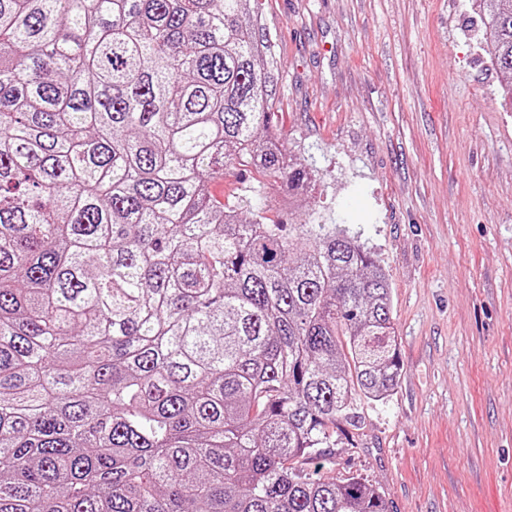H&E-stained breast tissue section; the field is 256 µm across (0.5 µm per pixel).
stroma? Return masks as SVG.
Instances as JSON below:
<instances>
[{
	"label": "stroma",
	"mask_w": 512,
	"mask_h": 512,
	"mask_svg": "<svg viewBox=\"0 0 512 512\" xmlns=\"http://www.w3.org/2000/svg\"><path fill=\"white\" fill-rule=\"evenodd\" d=\"M276 130L392 288L400 382L365 405L332 476L388 512H512V103L471 0H259Z\"/></svg>",
	"instance_id": "1"
}]
</instances>
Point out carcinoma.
I'll return each mask as SVG.
<instances>
[{
	"label": "carcinoma",
	"mask_w": 512,
	"mask_h": 512,
	"mask_svg": "<svg viewBox=\"0 0 512 512\" xmlns=\"http://www.w3.org/2000/svg\"><path fill=\"white\" fill-rule=\"evenodd\" d=\"M277 73L257 0H0V512H387L304 469L398 386L384 269L210 190L314 189Z\"/></svg>",
	"instance_id": "carcinoma-1"
}]
</instances>
